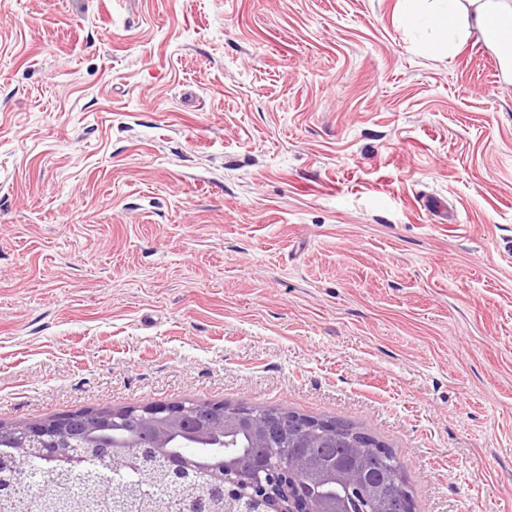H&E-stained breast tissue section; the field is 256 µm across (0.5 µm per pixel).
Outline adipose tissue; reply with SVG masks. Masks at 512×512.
<instances>
[{
	"instance_id": "obj_1",
	"label": "adipose tissue",
	"mask_w": 512,
	"mask_h": 512,
	"mask_svg": "<svg viewBox=\"0 0 512 512\" xmlns=\"http://www.w3.org/2000/svg\"><path fill=\"white\" fill-rule=\"evenodd\" d=\"M405 11L424 21L435 38L429 51L452 50L457 39L476 26L480 35L500 53L507 75L512 76V5L507 0H402Z\"/></svg>"
}]
</instances>
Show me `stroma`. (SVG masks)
Returning a JSON list of instances; mask_svg holds the SVG:
<instances>
[{"instance_id": "stroma-1", "label": "stroma", "mask_w": 512, "mask_h": 512, "mask_svg": "<svg viewBox=\"0 0 512 512\" xmlns=\"http://www.w3.org/2000/svg\"><path fill=\"white\" fill-rule=\"evenodd\" d=\"M421 36L399 0H0V423L278 408L396 452L415 512H512V79Z\"/></svg>"}]
</instances>
